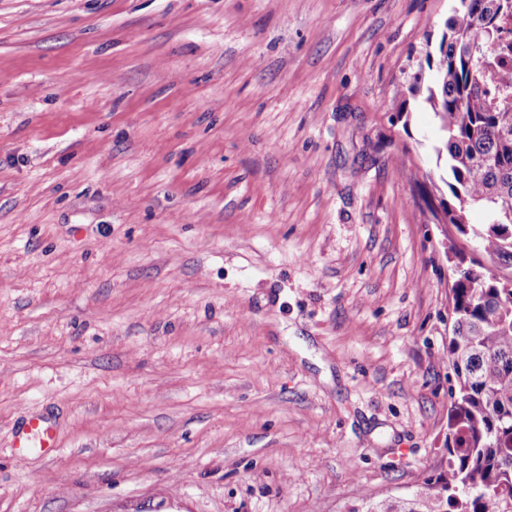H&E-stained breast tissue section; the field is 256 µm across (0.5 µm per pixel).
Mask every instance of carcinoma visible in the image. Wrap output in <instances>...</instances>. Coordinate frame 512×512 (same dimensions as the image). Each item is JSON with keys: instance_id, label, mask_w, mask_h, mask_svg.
I'll return each mask as SVG.
<instances>
[{"instance_id": "1", "label": "carcinoma", "mask_w": 512, "mask_h": 512, "mask_svg": "<svg viewBox=\"0 0 512 512\" xmlns=\"http://www.w3.org/2000/svg\"><path fill=\"white\" fill-rule=\"evenodd\" d=\"M441 39L407 87L442 132L436 168L448 197L433 209L453 227L448 364L455 375L448 411L447 466L409 498L371 501L365 512H512V70L503 99L483 86L500 42L499 20L512 0H457ZM480 208L485 221L469 222Z\"/></svg>"}]
</instances>
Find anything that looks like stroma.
Masks as SVG:
<instances>
[{
    "label": "stroma",
    "instance_id": "35a3bbf8",
    "mask_svg": "<svg viewBox=\"0 0 512 512\" xmlns=\"http://www.w3.org/2000/svg\"><path fill=\"white\" fill-rule=\"evenodd\" d=\"M452 5L0 0V512H356L441 470L407 84ZM31 444H37L40 448H54V434L50 426L40 418L30 419L20 432L19 447L25 448Z\"/></svg>",
    "mask_w": 512,
    "mask_h": 512
}]
</instances>
